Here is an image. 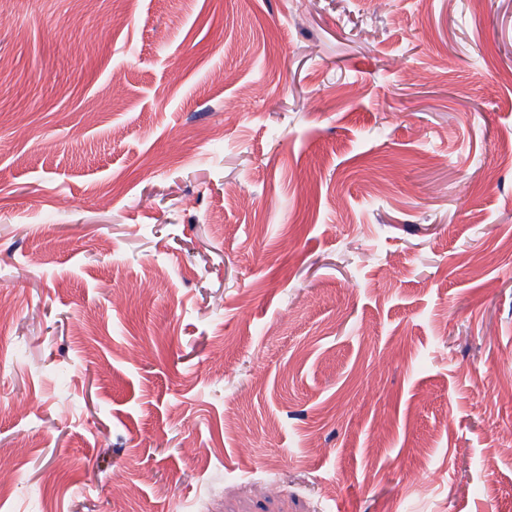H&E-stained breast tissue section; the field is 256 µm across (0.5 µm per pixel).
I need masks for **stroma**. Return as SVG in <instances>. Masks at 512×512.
Listing matches in <instances>:
<instances>
[{
  "instance_id": "stroma-1",
  "label": "stroma",
  "mask_w": 512,
  "mask_h": 512,
  "mask_svg": "<svg viewBox=\"0 0 512 512\" xmlns=\"http://www.w3.org/2000/svg\"><path fill=\"white\" fill-rule=\"evenodd\" d=\"M1 12L0 512H512V0Z\"/></svg>"
}]
</instances>
